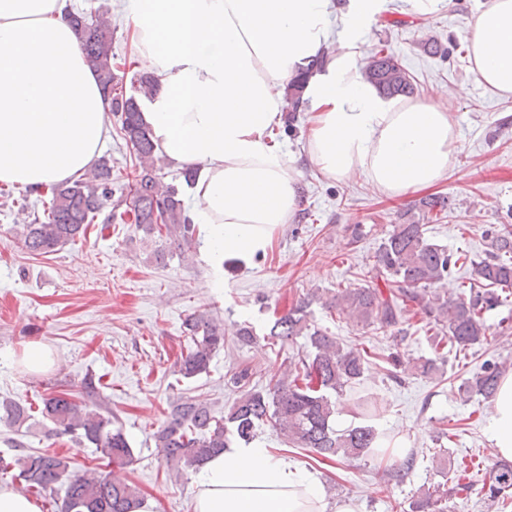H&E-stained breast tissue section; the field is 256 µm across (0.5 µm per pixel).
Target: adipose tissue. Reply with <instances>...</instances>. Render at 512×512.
<instances>
[{
	"instance_id": "1",
	"label": "adipose tissue",
	"mask_w": 512,
	"mask_h": 512,
	"mask_svg": "<svg viewBox=\"0 0 512 512\" xmlns=\"http://www.w3.org/2000/svg\"><path fill=\"white\" fill-rule=\"evenodd\" d=\"M129 57L157 77L142 118L157 148L196 170L190 218L212 267L265 251L296 213L297 173L270 142L285 87L312 68L308 155L331 177L362 173L396 198L453 168V112L385 100L360 73L358 39L386 0H350L340 52L327 56L332 0H127ZM66 0H0V185L32 191L85 174L110 126ZM477 81L512 96V0H490L465 27ZM496 455L512 459V373L487 409ZM194 512H327L318 479L241 443L198 472Z\"/></svg>"
}]
</instances>
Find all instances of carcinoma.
<instances>
[{"instance_id": "1", "label": "carcinoma", "mask_w": 512, "mask_h": 512, "mask_svg": "<svg viewBox=\"0 0 512 512\" xmlns=\"http://www.w3.org/2000/svg\"><path fill=\"white\" fill-rule=\"evenodd\" d=\"M87 64L96 74L110 111L120 123V134L136 160L135 178L125 186L121 203L124 213L133 217L136 228L144 233L166 237L182 249L191 244L196 227L176 185L165 187L157 180L154 167L156 146L144 124L140 97L158 87L157 79L142 73L134 91H116V69L112 54V20L102 14L92 19L67 11ZM366 81L386 98L414 93L413 78L399 59L381 47L363 70ZM306 74L300 73L287 84L288 113L293 124L302 105ZM112 167L98 160L85 177L54 184L41 193L43 216L21 225L16 231L22 246L32 255H45L86 234L97 219L112 222L114 214L105 213L112 200ZM422 217L438 221L449 208L448 197L432 195L421 203ZM426 225L416 221L395 224L375 252L373 270L383 282L379 286L336 289L325 300L312 293L288 311L276 316L269 333L270 344L307 339L309 351L293 369L264 387L250 386L252 373L245 367L233 372L228 384L241 392L228 412L218 417L207 402L176 397L169 400L166 420L154 435L167 465L177 470H199L208 460L238 441L256 438L264 425L279 433L287 443L307 448L324 459H358L374 448L378 432L373 425H358L346 430L335 426L339 413L334 396L359 382L365 364L377 353L363 346L345 345L309 322L310 307L318 303L345 316L367 330H381L401 338L414 327L410 308L416 307L432 333V347L438 358L445 345L439 334L448 335L451 346L466 351L488 342L491 335L485 315L497 308L512 289V224L486 232L488 247L482 257L470 258L451 253L448 247L426 236ZM466 268V282L456 296L437 292L456 266ZM192 346L177 364L186 379L209 370L213 355L224 347V326L208 312L194 313L185 320ZM437 358L419 359L405 365L389 354L386 363L403 370L428 375L436 368ZM506 365L487 360L466 385V391L485 398L497 393ZM32 408L6 400L0 403V420L21 425L31 417ZM40 414L53 425L58 435H70L96 448L102 456L124 464L134 460L133 449L123 430L112 427V411L101 399L87 404L68 393L42 400ZM14 471L12 477L24 482L30 491L51 498L56 512H140L142 498L127 482L111 480L96 469L81 473L72 470L71 461L58 454L29 453L10 461L0 457V471ZM485 495L494 500L512 498V462L493 465ZM409 512H448L445 485L427 489L409 503Z\"/></svg>"}]
</instances>
